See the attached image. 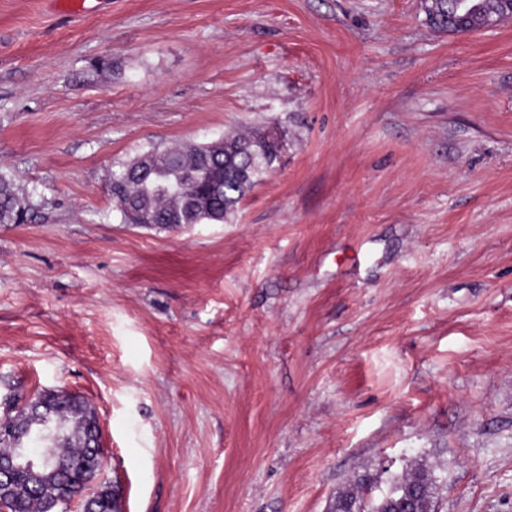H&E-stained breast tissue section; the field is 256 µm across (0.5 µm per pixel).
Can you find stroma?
I'll use <instances>...</instances> for the list:
<instances>
[{
  "label": "stroma",
  "mask_w": 512,
  "mask_h": 512,
  "mask_svg": "<svg viewBox=\"0 0 512 512\" xmlns=\"http://www.w3.org/2000/svg\"><path fill=\"white\" fill-rule=\"evenodd\" d=\"M425 0H0V400L65 388L120 512H330L424 467L512 512V19ZM275 130L221 224L121 223L154 144ZM426 7L427 20L434 28L446 30L448 32L461 31L456 28H448V17L456 18L458 15L465 14V10H456L455 1L452 0H429ZM479 1V2H478ZM502 0H476L478 3V9L474 12H471L468 21L465 23L466 29L470 30V32L476 30H491L496 28L501 21L504 19H509L507 16H486L484 18V23L481 25L482 18L485 13L489 12H500L502 10V5L499 3ZM481 25V28H480ZM480 28V29H479ZM24 198L13 178L0 173V224H22L21 205Z\"/></svg>",
  "instance_id": "stroma-1"
}]
</instances>
